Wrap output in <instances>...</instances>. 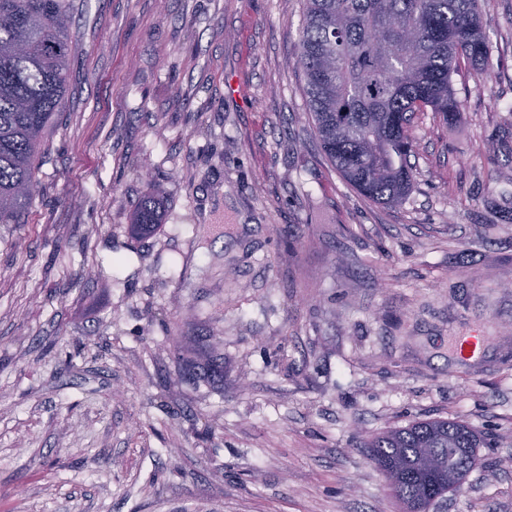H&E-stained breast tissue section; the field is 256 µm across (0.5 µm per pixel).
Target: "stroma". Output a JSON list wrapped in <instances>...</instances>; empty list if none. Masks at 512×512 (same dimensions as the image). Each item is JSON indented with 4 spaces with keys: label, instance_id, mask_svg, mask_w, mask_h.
Wrapping results in <instances>:
<instances>
[{
    "label": "stroma",
    "instance_id": "1",
    "mask_svg": "<svg viewBox=\"0 0 512 512\" xmlns=\"http://www.w3.org/2000/svg\"><path fill=\"white\" fill-rule=\"evenodd\" d=\"M305 11L75 15L40 193L0 225V512H400L363 443L430 418L484 439L446 512H512V0H482L489 75L412 128L395 207L320 149ZM147 191L139 201L133 215L132 229L137 236H147L160 224L161 212L157 200V189L149 183Z\"/></svg>",
    "mask_w": 512,
    "mask_h": 512
}]
</instances>
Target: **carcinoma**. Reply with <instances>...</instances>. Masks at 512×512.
Listing matches in <instances>:
<instances>
[{
	"label": "carcinoma",
	"instance_id": "1",
	"mask_svg": "<svg viewBox=\"0 0 512 512\" xmlns=\"http://www.w3.org/2000/svg\"><path fill=\"white\" fill-rule=\"evenodd\" d=\"M75 0H0V224H22L37 192L68 90ZM481 0H307L299 38L309 111L321 148L365 199L401 203L413 187L410 131L419 114L462 112L453 77L488 59ZM148 184L132 229L160 224ZM481 439L447 419L385 430L369 457L403 512H430L476 463ZM465 448L464 456L456 449Z\"/></svg>",
	"mask_w": 512,
	"mask_h": 512
}]
</instances>
